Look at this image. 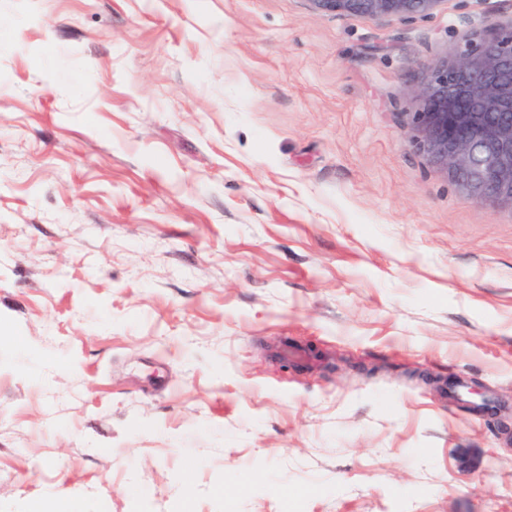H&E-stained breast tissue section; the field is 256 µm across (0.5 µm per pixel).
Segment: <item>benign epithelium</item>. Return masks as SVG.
Instances as JSON below:
<instances>
[{"instance_id": "7a95c632", "label": "benign epithelium", "mask_w": 512, "mask_h": 512, "mask_svg": "<svg viewBox=\"0 0 512 512\" xmlns=\"http://www.w3.org/2000/svg\"><path fill=\"white\" fill-rule=\"evenodd\" d=\"M329 13L402 19L443 0H309ZM421 105L405 116L412 142L474 203L512 209V21L426 66Z\"/></svg>"}]
</instances>
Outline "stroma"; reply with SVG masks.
Instances as JSON below:
<instances>
[{
    "instance_id": "obj_1",
    "label": "stroma",
    "mask_w": 512,
    "mask_h": 512,
    "mask_svg": "<svg viewBox=\"0 0 512 512\" xmlns=\"http://www.w3.org/2000/svg\"><path fill=\"white\" fill-rule=\"evenodd\" d=\"M511 21L0 0V512H512V209L405 118Z\"/></svg>"
}]
</instances>
